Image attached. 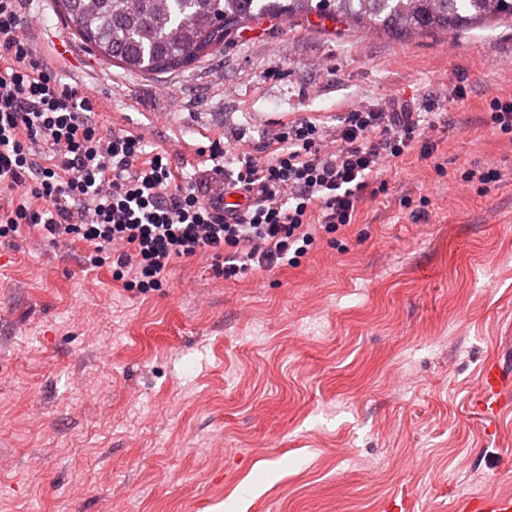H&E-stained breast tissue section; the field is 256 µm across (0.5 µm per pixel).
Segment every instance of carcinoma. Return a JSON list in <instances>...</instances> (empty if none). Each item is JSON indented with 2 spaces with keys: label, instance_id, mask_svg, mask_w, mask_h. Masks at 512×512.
Here are the masks:
<instances>
[{
  "label": "carcinoma",
  "instance_id": "carcinoma-1",
  "mask_svg": "<svg viewBox=\"0 0 512 512\" xmlns=\"http://www.w3.org/2000/svg\"><path fill=\"white\" fill-rule=\"evenodd\" d=\"M68 31L105 64L161 75L189 68L264 16L318 13L390 30L453 34L478 19L512 20V0H54Z\"/></svg>",
  "mask_w": 512,
  "mask_h": 512
}]
</instances>
